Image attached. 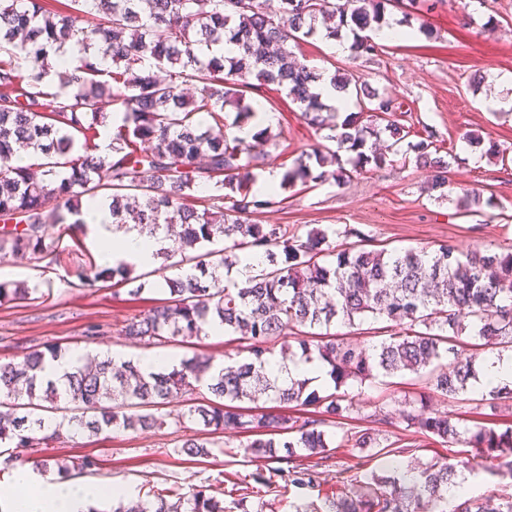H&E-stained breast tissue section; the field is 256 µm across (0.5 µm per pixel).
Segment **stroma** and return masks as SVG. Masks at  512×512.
<instances>
[{"label": "stroma", "mask_w": 512, "mask_h": 512, "mask_svg": "<svg viewBox=\"0 0 512 512\" xmlns=\"http://www.w3.org/2000/svg\"><path fill=\"white\" fill-rule=\"evenodd\" d=\"M422 17L432 36L411 22L410 38L382 44L377 56L353 58L351 53L328 52L327 42L314 36L295 52L310 66L334 73L348 70L371 87L388 92L402 104L398 123L416 135L431 131L440 149H454L457 159L448 169L446 196L427 192L433 172L401 157L388 155L385 165L354 175L344 186L334 182L296 185L283 201L253 216L256 224H283L306 236L324 231L337 249L351 247L365 236L371 249L434 248L448 242L459 252L486 248L502 256L512 254V113L492 112L489 99L512 96V0H429ZM422 20V21H423ZM272 112L276 144L269 149L266 174L281 176L301 151L324 141L323 131L308 124L285 95L267 89L258 95ZM477 135L480 146L461 142L463 133ZM54 244L50 257L36 260L0 247V281L24 282L45 288L32 303L0 300V362L15 359L31 348L61 346L72 351L90 347L144 350L122 334L126 323L143 314L160 298L161 273L146 270L145 289L132 298L125 284H83L74 274L77 265L97 261L95 242L70 224H54L48 231ZM96 336H88L89 328ZM201 349L215 360L247 358L242 341L227 335L205 337L200 346L171 342L159 353L183 357ZM350 411L342 424L328 427L332 439L328 459L319 465L318 485L299 489L288 481L277 462L248 455L250 433L218 435L210 456L192 458L180 451L189 438L206 437L204 426L168 423L144 433L69 435L49 445L28 449L31 459L96 458L95 471L79 474L82 483L98 485L107 495L143 499L167 489L190 495L198 489L223 500L228 512H295L309 501L344 496L350 481L380 470L386 457L351 447L347 434L371 430L380 439L406 447L401 465L469 451L466 438L447 444L433 435L417 433L400 417L405 401L424 398L430 408L468 423L483 420L492 410L471 395L446 397L411 373L347 381L338 390ZM496 420L512 425V401L499 400ZM263 481H255V474Z\"/></svg>", "instance_id": "1"}]
</instances>
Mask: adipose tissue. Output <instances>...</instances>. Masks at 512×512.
I'll list each match as a JSON object with an SVG mask.
<instances>
[{
	"instance_id": "adipose-tissue-1",
	"label": "adipose tissue",
	"mask_w": 512,
	"mask_h": 512,
	"mask_svg": "<svg viewBox=\"0 0 512 512\" xmlns=\"http://www.w3.org/2000/svg\"><path fill=\"white\" fill-rule=\"evenodd\" d=\"M85 230L100 249L105 250L107 260L114 266L121 263L151 266L162 246L161 240L147 238L134 228L113 232L112 218L104 206L93 209L86 217ZM13 484L27 490L22 498L24 512H44L48 503L55 505V512H88L102 498L99 487L70 479L42 477L29 466L15 471Z\"/></svg>"
}]
</instances>
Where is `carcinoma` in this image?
Here are the masks:
<instances>
[{
	"instance_id": "carcinoma-1",
	"label": "carcinoma",
	"mask_w": 512,
	"mask_h": 512,
	"mask_svg": "<svg viewBox=\"0 0 512 512\" xmlns=\"http://www.w3.org/2000/svg\"><path fill=\"white\" fill-rule=\"evenodd\" d=\"M68 11L48 8L47 0H0V239L23 255L44 258L53 252L46 242L48 224L84 227L81 209L91 201L107 205L112 226L121 230L127 218L150 236L165 232L174 247L157 252L167 264L161 270L190 267L186 276H163L159 299L124 327L133 341L165 344L208 335L213 321L224 332L247 341L251 357L237 366L217 367L202 352L180 360L170 370L144 374L127 361L117 368L104 359L76 367L63 382L42 375L46 355L62 348H33L18 360L0 363V444L16 452L4 468L24 464V449L59 441L63 431L110 434L116 430L148 431L166 424L201 423L213 434L227 429L251 432L252 455L273 459L278 449L286 460L325 458L330 442L323 426L336 425L349 407L336 394L306 392L305 383H279L268 370L273 346L292 334L302 353L331 367L334 381H365L374 373L393 376L408 371L424 377L446 396L470 391L476 360L483 352H512V256L475 249L455 254L449 244L434 249L387 252L328 246L327 235L311 230L306 238L288 234L280 224H254L251 216L279 203L277 190L254 189V170L265 165L268 128L252 141L226 132L225 109L241 128L255 118L252 94L260 87L285 93L310 124L327 130L336 144L301 153L282 176L280 188L297 183L334 181L347 184L352 175L385 157L376 144L387 136L404 158L434 170L431 189L447 186L449 158L440 156L432 136L413 142L410 131L387 116L398 109L386 92L351 73L330 76L333 87L353 100L358 111L337 122V113L315 89L323 73L293 51L307 37L352 36L356 57L377 55L373 35L386 24L387 7L399 9L411 22L416 0H70ZM78 55L62 58L68 44ZM232 49L224 50V45ZM38 65L26 78L13 60ZM110 59L115 69L99 67ZM59 91L47 97L43 83L50 71ZM108 79H103V76ZM195 83L196 94L183 91ZM77 92L69 93V88ZM120 100L124 112L112 121L107 152L89 147L107 126L103 104ZM207 113L214 124L196 119ZM84 136V154L75 157L76 134ZM30 163L18 164V150ZM214 188L209 207L190 204L198 192ZM223 244L205 249V244ZM281 250L284 262L277 260ZM243 255L260 259L247 266L245 280L224 284V272ZM134 266L91 264L79 267L83 282H134ZM39 289L0 281V299L31 301ZM469 317V324L464 318ZM369 320L402 325L377 345L365 347L330 332V327L359 326ZM470 330L473 348H458L459 333ZM210 398L176 415L162 409L200 384ZM323 407L322 417L296 424L282 413L261 411L262 400ZM61 413L54 423L40 416L45 404ZM409 426L444 441L460 435L459 424L422 404L402 411ZM474 454L432 459L418 471L398 467L373 471L352 483L348 494L296 512H512V494L467 497L448 510V486L457 468L482 470L512 480V425L477 424L464 428ZM353 448H378L371 432L348 438ZM218 442L190 438L180 452L208 457ZM96 461L83 456L57 461V473L86 472ZM294 486L317 482L314 466L288 468ZM112 512H225L224 501L199 489L189 497L120 504Z\"/></svg>"
}]
</instances>
